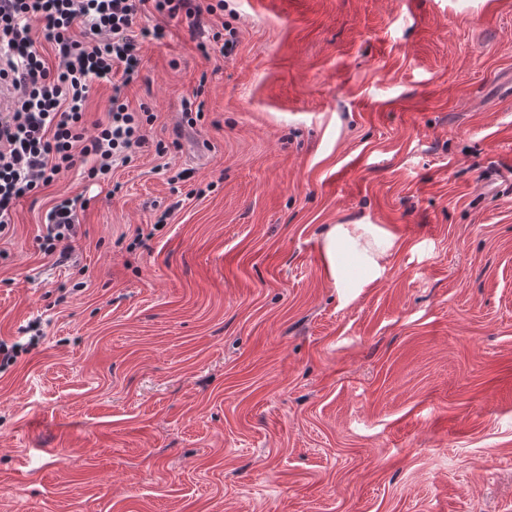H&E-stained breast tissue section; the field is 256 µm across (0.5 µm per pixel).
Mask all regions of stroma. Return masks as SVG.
<instances>
[{"label": "stroma", "instance_id": "obj_1", "mask_svg": "<svg viewBox=\"0 0 512 512\" xmlns=\"http://www.w3.org/2000/svg\"><path fill=\"white\" fill-rule=\"evenodd\" d=\"M137 25L167 155L76 163L0 236V339L42 333L0 371V512H512V0ZM356 222L401 247L347 303L321 235ZM83 209L84 204H79L78 198L61 199L50 208L45 217L47 232L42 239L46 253H56L61 242L74 237L76 224L79 223L78 211Z\"/></svg>", "mask_w": 512, "mask_h": 512}]
</instances>
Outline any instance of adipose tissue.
<instances>
[{
    "label": "adipose tissue",
    "mask_w": 512,
    "mask_h": 512,
    "mask_svg": "<svg viewBox=\"0 0 512 512\" xmlns=\"http://www.w3.org/2000/svg\"><path fill=\"white\" fill-rule=\"evenodd\" d=\"M399 247L397 238L378 224H332L321 238L327 274L348 302L381 278L384 260Z\"/></svg>",
    "instance_id": "adipose-tissue-1"
}]
</instances>
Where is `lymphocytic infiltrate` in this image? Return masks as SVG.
Returning <instances> with one entry per match:
<instances>
[{
	"mask_svg": "<svg viewBox=\"0 0 512 512\" xmlns=\"http://www.w3.org/2000/svg\"><path fill=\"white\" fill-rule=\"evenodd\" d=\"M149 5L171 20L224 7L222 0L202 8L193 0H0V91L12 98L0 113V235L9 231L17 202L73 167L77 158L91 159L86 175L101 181L146 144L166 153L164 142L148 138L152 113L145 107L132 110L122 98L124 84L137 72L144 39L163 35L162 27L137 26ZM35 21L58 56L57 66L49 65L31 36ZM101 82L112 85L111 105L106 121L90 129L86 101ZM79 209L78 199L64 198L47 212L46 253L68 258L65 243L75 235Z\"/></svg>",
	"mask_w": 512,
	"mask_h": 512,
	"instance_id": "lymphocytic-infiltrate-1",
	"label": "lymphocytic infiltrate"
}]
</instances>
